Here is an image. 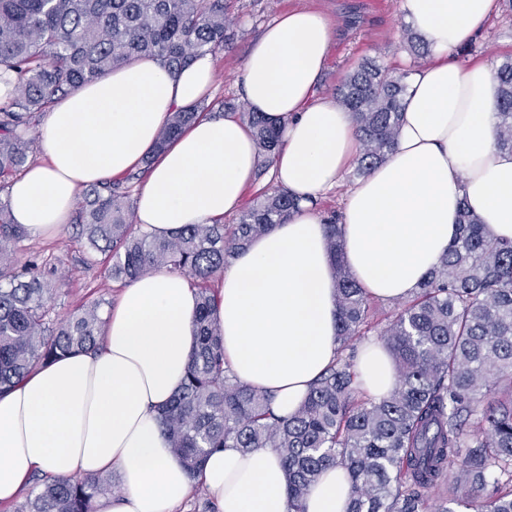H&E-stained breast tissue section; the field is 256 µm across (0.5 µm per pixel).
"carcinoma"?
Wrapping results in <instances>:
<instances>
[{
  "mask_svg": "<svg viewBox=\"0 0 512 512\" xmlns=\"http://www.w3.org/2000/svg\"><path fill=\"white\" fill-rule=\"evenodd\" d=\"M230 25L228 0H0V72L13 85L0 97V178L32 161L31 121L57 100L141 57L182 69L228 46L235 36ZM496 77L495 144L512 151V58L497 66ZM406 78L366 58L338 89L361 144L355 175L368 174L392 151ZM209 109L201 102L172 113L157 149ZM241 117L267 163L279 131L257 112ZM140 178L87 188L76 222L113 280L127 284L168 270L196 287V345L184 384L160 417L168 447L190 476L218 448H272L286 473L288 512H304L310 487L336 463L348 474L347 512H428L426 493L447 485L448 465L456 461L442 512H512V240L492 237L461 207L458 233L440 265L387 315L383 344L399 385L383 397L359 399L351 344L372 328V298L344 262L341 215L324 218L340 313L338 354L296 411L281 417L270 392L224 366L209 283L250 241L287 219L296 199L277 188L233 224H189L161 237L133 224L127 184ZM24 236L8 202L0 201V393L34 368L96 352L103 323V300L50 319L55 268L35 261L16 266ZM109 491L103 475L38 476L14 512H93L95 499Z\"/></svg>",
  "mask_w": 512,
  "mask_h": 512,
  "instance_id": "cac0c4a2",
  "label": "carcinoma"
}]
</instances>
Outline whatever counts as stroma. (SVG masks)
<instances>
[{
	"instance_id": "stroma-1",
	"label": "stroma",
	"mask_w": 512,
	"mask_h": 512,
	"mask_svg": "<svg viewBox=\"0 0 512 512\" xmlns=\"http://www.w3.org/2000/svg\"><path fill=\"white\" fill-rule=\"evenodd\" d=\"M308 7L322 12L333 27L334 41L327 66L316 93L332 97L338 85L363 59L383 61L396 71L413 65L415 56L404 31L402 0H232L231 20L236 33L229 48L215 56L213 101L243 104L238 85L240 68L249 48L263 28L285 11ZM512 57V14L499 10L491 24L474 35L461 64L489 61L499 64ZM39 257L55 264L60 281L53 312L62 316L98 299L116 301L121 283L110 278L104 265L89 260L88 251L78 237L75 224L63 225L59 234L25 237L18 245V261Z\"/></svg>"
}]
</instances>
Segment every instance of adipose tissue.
I'll use <instances>...</instances> for the list:
<instances>
[{
    "label": "adipose tissue",
    "mask_w": 512,
    "mask_h": 512,
    "mask_svg": "<svg viewBox=\"0 0 512 512\" xmlns=\"http://www.w3.org/2000/svg\"><path fill=\"white\" fill-rule=\"evenodd\" d=\"M498 9V0L403 2L431 57L410 82L392 152L349 191L341 220L345 260L381 300L418 290L454 238L461 206L493 236L512 240V152L494 143L495 69L454 58ZM331 42L320 13L288 11L253 42L240 74L251 111L281 129L272 174L299 208L235 256L218 286L216 313L225 363L241 381L271 391L282 417L337 352L334 268L310 201L338 187L358 138L336 99L314 95ZM213 71L209 54L176 74L143 57L59 100L40 131L43 160L8 188L12 222L31 236L58 234L79 187L145 165L138 227L169 235L237 213L258 159L246 121L203 114L155 149L170 114L200 102ZM195 308L183 274L140 277L107 310L102 352L66 355L0 394V512L38 470L61 478L117 471L122 493L98 498L96 512H175L191 479L160 432L158 411L184 381ZM359 371L368 395L395 386L382 344L365 346ZM199 481L215 512H288L273 449L216 450ZM349 494L345 468L330 466L304 512H344Z\"/></svg>",
    "instance_id": "obj_1"
}]
</instances>
